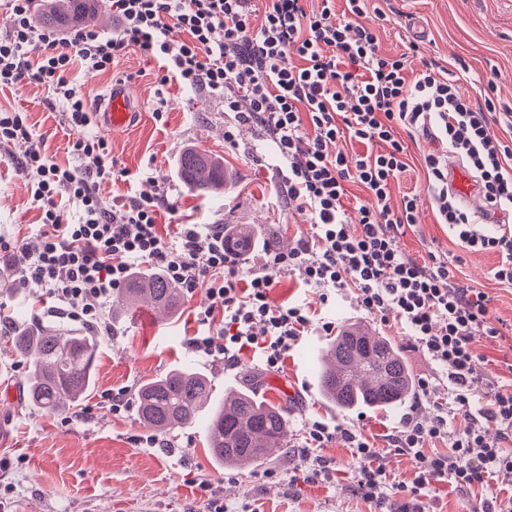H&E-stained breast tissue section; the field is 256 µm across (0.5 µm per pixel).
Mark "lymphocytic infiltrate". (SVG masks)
Instances as JSON below:
<instances>
[{"label":"lymphocytic infiltrate","instance_id":"lymphocytic-infiltrate-1","mask_svg":"<svg viewBox=\"0 0 512 512\" xmlns=\"http://www.w3.org/2000/svg\"><path fill=\"white\" fill-rule=\"evenodd\" d=\"M308 0H107L117 28L112 35L85 26L72 32L37 23L33 0H6L5 32L0 35V88L22 90L35 84L62 97L72 126L90 123L88 98L72 77L74 67L109 71L129 51L155 61V81L178 83L224 102L236 123L224 131L235 144L239 126L259 129L287 198L312 215L316 234L289 251L266 249L261 268L247 267L224 249L220 224H181L164 239L157 218L175 213L167 195L133 196L106 206L100 191L117 166L107 141L86 135L74 144L78 163L63 167L31 143L19 159L36 179L33 203L41 212L37 244L20 243L12 252L20 283H40L54 302L53 312L103 323L112 294L135 269L152 265L185 288L206 290L218 299L223 318L198 312L201 333L189 348L219 356L233 368L241 352L260 355L269 371L310 325L306 307H275L270 294L282 274L303 287L336 292L355 290L362 311L382 324H394L414 340L448 379V400L436 404L431 420L418 407L403 414L391 436L394 450L413 455L418 476L411 494L448 481L467 492L484 489L481 512H512V497L500 498L490 477L512 470V384L486 382L488 399L474 407L472 378L479 355L476 337H498L488 294L459 277V260L428 253L419 259L402 250L399 238L415 226L422 195L435 202L437 220L448 225L461 245L491 252L499 261L496 280L512 284V226L488 234L478 229L451 193L449 162H466L492 213L512 212V141L488 132L496 110L493 97L475 100L462 89L461 75L429 67L409 76L405 55H386L374 29L364 25L365 0H322L310 11ZM184 32L170 39L171 28ZM39 45L30 60L27 49ZM248 111H241V101ZM437 131L446 148L424 157L423 192L404 194L391 207V186L407 170L406 148L397 127ZM348 140L362 152H329ZM385 152H373L376 144ZM363 185L369 201L356 202V228L348 226L347 186ZM68 197L79 208L68 222L57 200ZM462 415L463 427H448L449 414ZM447 442L446 452H427V443ZM352 448L360 462L356 491L382 505L388 474L381 454L366 436L342 424L314 422L305 437L309 448L330 443Z\"/></svg>","mask_w":512,"mask_h":512}]
</instances>
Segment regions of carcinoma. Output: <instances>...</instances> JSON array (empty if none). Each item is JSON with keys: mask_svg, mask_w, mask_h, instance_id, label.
Here are the masks:
<instances>
[{"mask_svg": "<svg viewBox=\"0 0 512 512\" xmlns=\"http://www.w3.org/2000/svg\"><path fill=\"white\" fill-rule=\"evenodd\" d=\"M99 9L98 0H51L43 22H83ZM179 171L191 190L207 195L224 192L223 162L200 150L185 151ZM253 239L252 225L233 224L227 246L236 249ZM180 297L178 285L162 271L148 270L134 273L120 302L129 312L146 300L172 315ZM11 340L28 367V402L46 412L77 407L93 385L96 337L61 325H20ZM317 378L321 395L341 411L396 407L415 393L399 349L365 326L336 335L321 354ZM211 397V381L206 375L189 366L174 369L141 385L140 421L159 433L181 428L196 421ZM287 439L285 410L256 399L251 383L225 397L207 427L212 457L232 469L261 465L273 451L287 448Z\"/></svg>", "mask_w": 512, "mask_h": 512, "instance_id": "cac0c4a2", "label": "carcinoma"}]
</instances>
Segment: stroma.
<instances>
[{"label": "stroma", "mask_w": 512, "mask_h": 512, "mask_svg": "<svg viewBox=\"0 0 512 512\" xmlns=\"http://www.w3.org/2000/svg\"><path fill=\"white\" fill-rule=\"evenodd\" d=\"M363 21L375 29L384 53L407 54L411 71L428 63L451 71L467 68L466 92L480 100L486 91H493L500 107L512 110V0H367ZM73 77L93 106L113 81L123 80L140 102L143 116L124 132H107L94 123L82 131L70 126L63 102L52 99L44 87L32 84L18 93L0 89V107L25 113L33 134L32 139L20 138L0 148V239L36 240L39 211L33 204L34 181L18 168L16 157L36 140L56 163L77 164L73 145L86 132L105 137L122 170L104 185L105 201L118 204L139 194L164 192L181 223L253 225L258 245L247 255L251 267L264 262L262 243L285 252L299 238L314 234L309 212L298 202H284L271 166L256 161L257 131L240 128L236 145L225 143L224 129L233 115L218 98L187 91L175 82L158 89L152 65L133 51L109 72L78 68ZM159 106L165 110L160 121L153 117ZM397 136L407 149L409 167L392 187L396 201L423 188V156L441 147L419 129L401 127ZM188 148L223 158L228 182L222 195H196L181 180L178 159ZM399 245L415 256H426L436 248L459 257L461 279L491 296L494 318L512 324V285L493 276L497 255L464 249L447 225L438 223L430 203H422L416 226L400 238ZM271 302L306 304L312 319L274 374L250 353L229 370L223 359L188 349L189 338L200 329L197 313L211 304L204 291L182 295L178 313L166 320L147 310L127 314L117 301H110L105 322L112 335L99 339L95 387L76 409L55 413L27 402V365L0 335V512H203L199 489L203 481L214 486L224 512H374L373 503L354 492L360 464L342 444L319 449L329 468L316 480H307L313 461L303 447L304 436L318 420L351 425L374 438L391 481L413 485L415 459L391 450L385 440L403 408L340 411L323 402L316 366L330 337L320 325L325 321L340 329L365 325L397 345L412 377L438 384L442 373L397 327L364 315L355 291L330 296L324 303L319 291L302 287L295 276L285 274ZM47 303L44 288L31 282L0 292V318L13 325L56 323ZM475 347L480 355L478 378L512 374L507 369L512 363V333L496 339L476 337ZM184 365L209 376L217 400L243 385L249 375L261 396L266 395L271 378L291 386L292 394L277 399L288 412L287 450L249 470L216 466L207 448L205 412L194 425L165 433V447L138 443L147 428L139 420L137 403L113 411L108 393L122 388L137 393L143 382ZM418 498L427 512H478L481 506L479 493H463L446 482L421 489Z\"/></svg>", "instance_id": "obj_1"}]
</instances>
